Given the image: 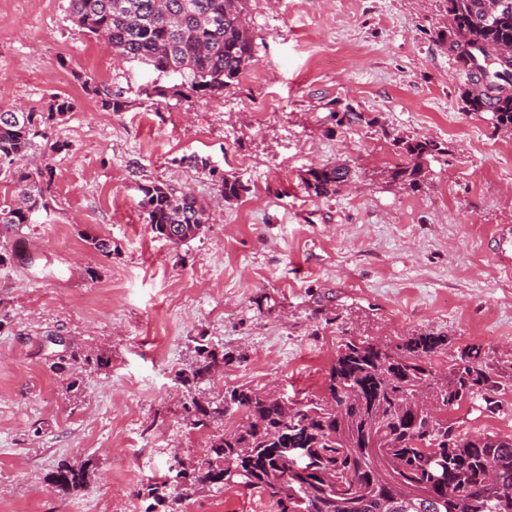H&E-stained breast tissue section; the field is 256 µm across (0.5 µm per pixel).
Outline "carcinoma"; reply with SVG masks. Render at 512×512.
Returning <instances> with one entry per match:
<instances>
[{
    "mask_svg": "<svg viewBox=\"0 0 512 512\" xmlns=\"http://www.w3.org/2000/svg\"><path fill=\"white\" fill-rule=\"evenodd\" d=\"M249 0H68V17L79 31L101 41L127 61L152 67L172 85L139 91L144 101L169 94L220 97L254 63L256 42L246 23ZM448 34L440 39L461 48L455 59L467 71L462 94L468 110L493 114L494 127L512 136V65L498 62L500 46L512 45V0H447ZM102 107L122 112L121 94L103 92ZM66 98L51 112L0 106V182L13 186L0 200V228L17 232L33 224L46 207L49 182L40 171L21 165L42 146L53 150L47 129L54 115L72 111ZM406 161L384 172L388 182L415 188L424 162L441 153L432 140L404 143ZM189 162L218 176L220 196L231 201L244 190L235 176L217 175L207 159ZM339 165H317L303 178L308 194L327 197L348 179ZM139 205L151 232L178 247L203 232L208 203L160 182L138 186ZM448 339L441 333H416L393 347L370 338L343 341L324 381L325 396L290 405L268 393L234 389L221 403L189 399L186 412L199 430L241 412L245 423L210 441L207 457L181 475L169 471L174 492L163 499L164 512H184L187 487L240 486L266 494L278 512H512V435L480 430L461 432L453 414L481 398L498 406L503 384L477 361L478 350H462L442 372L431 359ZM105 353L59 356L57 371L67 374V389L80 374L108 365ZM224 367V352L200 345L199 360L183 384L203 380ZM428 390L441 414L429 416L416 404ZM307 449L309 491L292 494L294 473L283 448ZM61 493L84 490L88 465L60 460L49 474Z\"/></svg>",
    "mask_w": 512,
    "mask_h": 512,
    "instance_id": "carcinoma-1",
    "label": "carcinoma"
}]
</instances>
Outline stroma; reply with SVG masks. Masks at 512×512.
<instances>
[{
	"mask_svg": "<svg viewBox=\"0 0 512 512\" xmlns=\"http://www.w3.org/2000/svg\"><path fill=\"white\" fill-rule=\"evenodd\" d=\"M67 6L0 0V105L75 103L50 123L59 151L28 159L50 171L49 207L0 266V512H148L143 490L172 456L197 463L242 422L188 425L178 376L202 337L224 351L223 371L196 387L213 401L234 388L315 399L341 341L425 331L448 337L438 370L474 346L492 374H512V251L493 241L512 225V138L467 111V77L438 38L442 0H249L256 63L223 97L152 105L137 95L152 68L79 33ZM99 88L126 110L103 109ZM420 136L442 155L416 188L386 183L398 141ZM194 154L244 189L177 248L151 233L138 186L218 196ZM327 163L349 167L347 186L310 196L306 170ZM67 347L109 357L75 393L54 367ZM456 418L510 434L512 391ZM61 457L91 462L85 490H49ZM185 512L277 509L231 485L190 492Z\"/></svg>",
	"mask_w": 512,
	"mask_h": 512,
	"instance_id": "35a3bbf8",
	"label": "stroma"
}]
</instances>
